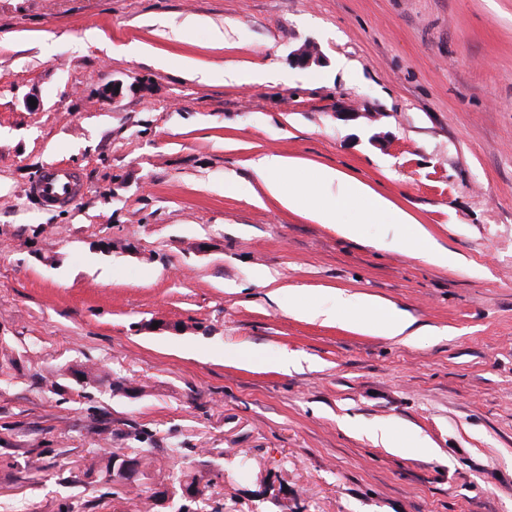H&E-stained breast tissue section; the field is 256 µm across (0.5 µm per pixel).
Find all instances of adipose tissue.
I'll list each match as a JSON object with an SVG mask.
<instances>
[{"mask_svg":"<svg viewBox=\"0 0 512 512\" xmlns=\"http://www.w3.org/2000/svg\"><path fill=\"white\" fill-rule=\"evenodd\" d=\"M250 166L266 195L285 209L304 213L319 224H337L338 210L347 205L356 206L369 216L384 214L400 228L391 242L392 249L437 265L447 261L446 251L430 244V236L422 224L358 179L328 166L316 168L312 178L308 179L299 173L300 161L269 153L256 155ZM337 226L340 234L347 237L360 233L355 224ZM295 311L326 322L342 320L378 336L405 338L412 334V321L405 312L368 296L360 298L340 292L336 295L335 309L315 310L299 304Z\"/></svg>","mask_w":512,"mask_h":512,"instance_id":"ef3b65f1","label":"adipose tissue"}]
</instances>
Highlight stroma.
<instances>
[{
  "mask_svg": "<svg viewBox=\"0 0 512 512\" xmlns=\"http://www.w3.org/2000/svg\"><path fill=\"white\" fill-rule=\"evenodd\" d=\"M185 60L276 77L208 85ZM261 152L364 181L447 264L386 249L387 216L343 208L351 240L264 198ZM53 165L75 204L29 194ZM340 291L418 335L293 312ZM0 333L24 359L0 512H179L150 492L188 473V512H512V0H0ZM75 364L140 395L33 379ZM107 452L157 466L85 476Z\"/></svg>",
  "mask_w": 512,
  "mask_h": 512,
  "instance_id": "35a3bbf8",
  "label": "stroma"
}]
</instances>
